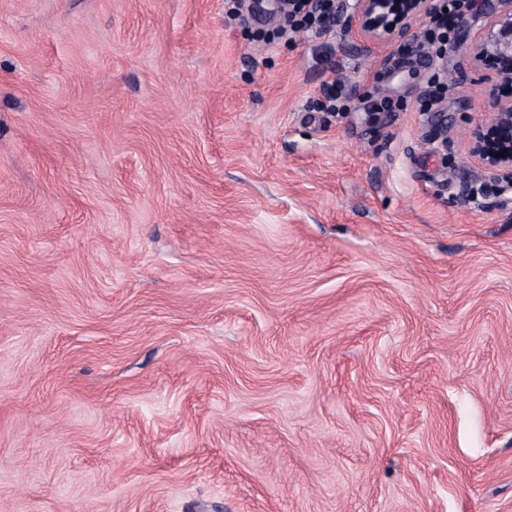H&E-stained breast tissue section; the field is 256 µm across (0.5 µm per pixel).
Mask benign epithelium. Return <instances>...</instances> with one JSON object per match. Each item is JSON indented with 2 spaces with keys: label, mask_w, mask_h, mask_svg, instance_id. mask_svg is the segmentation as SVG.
Listing matches in <instances>:
<instances>
[{
  "label": "benign epithelium",
  "mask_w": 512,
  "mask_h": 512,
  "mask_svg": "<svg viewBox=\"0 0 512 512\" xmlns=\"http://www.w3.org/2000/svg\"><path fill=\"white\" fill-rule=\"evenodd\" d=\"M330 5L336 19L382 43L412 36L417 23L430 14L433 0H356L353 5L349 0H330ZM479 10L488 23L476 38H470L468 29H459L439 57L448 61V52L470 40L472 59L494 61L498 78L512 82V0H479ZM487 105L494 118L472 129L469 156L505 194L512 190V100L502 101L491 92ZM501 151L506 155H499Z\"/></svg>",
  "instance_id": "1"
}]
</instances>
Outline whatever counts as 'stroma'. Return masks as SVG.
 <instances>
[{"mask_svg":"<svg viewBox=\"0 0 512 512\" xmlns=\"http://www.w3.org/2000/svg\"><path fill=\"white\" fill-rule=\"evenodd\" d=\"M279 17L0 0V512H512V85ZM323 98L321 108L325 112H351L348 104L349 96L345 84L336 78L327 81L323 85ZM490 124H477L470 134L469 156L474 158L502 194L512 190V100L502 101L489 93ZM506 151V156H498Z\"/></svg>","mask_w":512,"mask_h":512,"instance_id":"35a3bbf8","label":"stroma"}]
</instances>
